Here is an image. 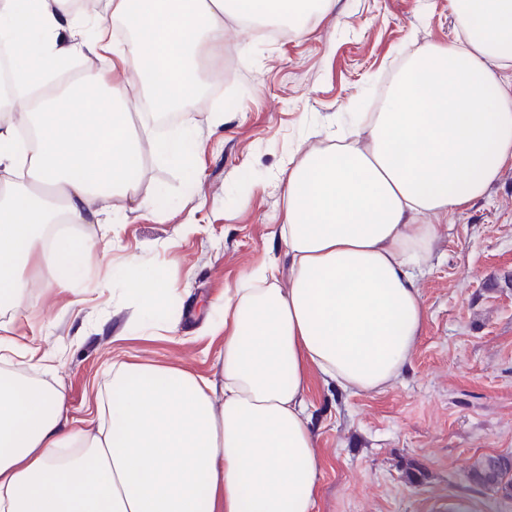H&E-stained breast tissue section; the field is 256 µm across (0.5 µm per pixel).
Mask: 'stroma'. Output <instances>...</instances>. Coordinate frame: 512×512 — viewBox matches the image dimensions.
I'll return each mask as SVG.
<instances>
[{
	"mask_svg": "<svg viewBox=\"0 0 512 512\" xmlns=\"http://www.w3.org/2000/svg\"><path fill=\"white\" fill-rule=\"evenodd\" d=\"M454 37L448 0H336L300 38L228 23L215 66L223 109L193 114L190 162L146 152L136 210L75 225L86 248L72 286L0 301V337H21L37 354L19 372L62 388L79 421L124 363L216 376L224 337L211 326L225 290L270 264L289 285L275 234L289 157L379 111L403 57ZM439 224L418 282L425 323L398 381L357 393L312 379L316 512H512V496L469 479L482 457L512 458V164ZM154 270L171 288L165 311L126 285Z\"/></svg>",
	"mask_w": 512,
	"mask_h": 512,
	"instance_id": "obj_1",
	"label": "stroma"
}]
</instances>
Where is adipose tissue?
<instances>
[{"instance_id":"ef3b65f1","label":"adipose tissue","mask_w":512,"mask_h":512,"mask_svg":"<svg viewBox=\"0 0 512 512\" xmlns=\"http://www.w3.org/2000/svg\"><path fill=\"white\" fill-rule=\"evenodd\" d=\"M336 0H0V35L52 72L82 56L68 88L0 120V297L19 300L36 270L69 285L82 249L43 225L96 224L113 199L141 193L139 100L157 111H205L224 21L261 13L307 33L305 13ZM445 46L426 44L399 69L382 111L351 139L304 151L287 177L277 234L291 286L276 268L225 297L219 378L124 364L110 424L70 418L62 390L0 373V512H313L322 474L306 396L310 372L346 391L394 385L426 313L416 287L438 228L433 216L484 195L512 162V0H448ZM135 36L121 44L111 19Z\"/></svg>"}]
</instances>
